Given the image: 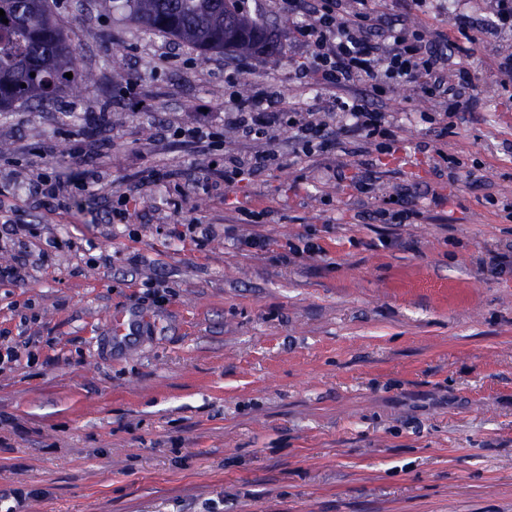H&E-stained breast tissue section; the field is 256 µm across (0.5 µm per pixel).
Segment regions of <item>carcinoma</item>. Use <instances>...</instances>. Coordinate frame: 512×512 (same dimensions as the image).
<instances>
[{"label":"carcinoma","instance_id":"cac0c4a2","mask_svg":"<svg viewBox=\"0 0 512 512\" xmlns=\"http://www.w3.org/2000/svg\"><path fill=\"white\" fill-rule=\"evenodd\" d=\"M55 0H0V110L43 106L59 95L76 97L96 85L76 65V46L53 10ZM104 13L122 9L143 28L192 45L202 54L253 55L276 43L241 0H100ZM72 73L70 79L64 74Z\"/></svg>","mask_w":512,"mask_h":512}]
</instances>
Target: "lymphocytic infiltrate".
Wrapping results in <instances>:
<instances>
[{"mask_svg": "<svg viewBox=\"0 0 512 512\" xmlns=\"http://www.w3.org/2000/svg\"><path fill=\"white\" fill-rule=\"evenodd\" d=\"M489 4L488 19L473 25L464 47L444 35L387 20L376 0H282L281 7L292 15L308 12V21L297 28L309 47L306 67L331 93L333 105L371 139L389 136L385 113L343 96V89L366 82L381 95L387 85L402 82L438 99L445 112L477 107V100L462 95L445 74L444 66L451 60L459 66L471 65L475 46L499 35H512V0H489ZM263 98L260 91L245 99L231 97L224 108L225 124L253 141L263 139L269 128L285 125L294 131L296 156L309 157L319 151L323 124L317 113L302 111L290 103L270 112L264 108ZM279 160V154L271 148L245 158L225 155L224 182H251L257 173Z\"/></svg>", "mask_w": 512, "mask_h": 512, "instance_id": "f902f5d3", "label": "lymphocytic infiltrate"}]
</instances>
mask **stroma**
I'll list each match as a JSON object with an SVG mask.
<instances>
[{"instance_id":"35a3bbf8","label":"stroma","mask_w":512,"mask_h":512,"mask_svg":"<svg viewBox=\"0 0 512 512\" xmlns=\"http://www.w3.org/2000/svg\"><path fill=\"white\" fill-rule=\"evenodd\" d=\"M245 5L278 54L204 55L60 0L96 86L0 112V225L35 232L0 244V264L34 244L28 276L0 283V336L19 351L0 370V494L17 512H512V274L487 269L512 242V87L495 47L449 72L475 111L443 124L438 100L396 86L377 103L394 145L335 112L320 151L296 158L288 128L255 142L223 123L231 69L272 111L328 96L294 72L305 14ZM452 14L479 22L488 2L430 0L411 22L465 44ZM189 124L211 147L178 136ZM266 148L283 161L249 185L194 190L225 153ZM447 156L485 184L436 174ZM361 171L372 196L348 182ZM44 176L67 210L32 194ZM398 192L417 212L401 227L375 216ZM194 220L214 228L201 248L169 232ZM251 233L267 251L239 249ZM305 237L322 254L288 258ZM155 279L159 306L144 299ZM121 311L141 322L115 341Z\"/></svg>"}]
</instances>
